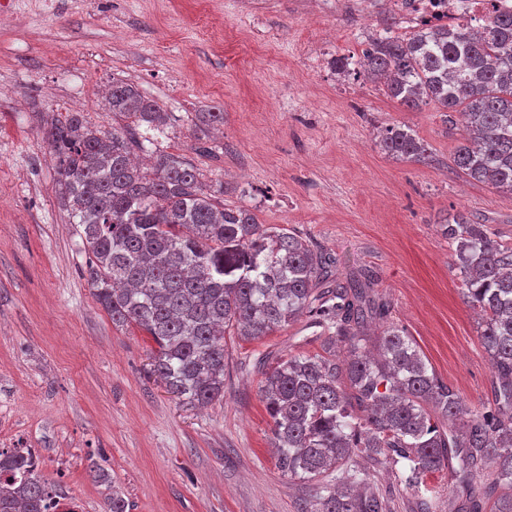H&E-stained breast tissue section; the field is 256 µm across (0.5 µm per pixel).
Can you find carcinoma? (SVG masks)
<instances>
[{
  "label": "carcinoma",
  "instance_id": "obj_1",
  "mask_svg": "<svg viewBox=\"0 0 512 512\" xmlns=\"http://www.w3.org/2000/svg\"><path fill=\"white\" fill-rule=\"evenodd\" d=\"M337 67L386 79V94L415 109L432 101L462 114L467 138L454 165L468 179L512 192V15L481 30L384 29L363 61ZM106 102L127 120L104 137L69 112L47 131L62 206L80 229L98 303L118 327H139L158 346L152 373L175 400L224 398L226 336L258 339L307 313L330 335L324 353L289 355L265 372L261 398L272 422L278 468L309 483L310 512H391V498L361 488L349 463L403 464L398 479L417 492L448 469L460 488L456 512H512V245L460 219L446 237L468 302L482 312L480 336L494 367L492 406L467 408L429 369L405 331L378 335L387 316L367 278L333 277L337 260L283 225L262 224L245 206H221L196 168L133 155L165 133L167 115L127 82ZM380 146L422 162L427 146L392 126ZM62 496L36 471L33 454L0 449V512H45Z\"/></svg>",
  "mask_w": 512,
  "mask_h": 512
}]
</instances>
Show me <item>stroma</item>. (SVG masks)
Returning a JSON list of instances; mask_svg holds the SVG:
<instances>
[{"label":"stroma","instance_id":"stroma-1","mask_svg":"<svg viewBox=\"0 0 512 512\" xmlns=\"http://www.w3.org/2000/svg\"><path fill=\"white\" fill-rule=\"evenodd\" d=\"M0 0V448H32L40 474L108 512H303L305 482L276 464L260 396L265 371L322 352L307 316L272 335L227 339L224 397L178 402L150 372L156 345L115 327L84 273L83 241L57 193L45 137L77 110L111 134L112 81L171 114L155 153L192 163L220 201L251 208L333 254L339 278L365 274L387 321L470 407L491 397L492 365L444 229L456 216L512 244V194L453 171L465 131L437 105L409 109L363 76L338 82L334 57L358 55L364 18L393 24L389 0ZM224 111L202 134L196 115ZM414 129L425 162L381 150L386 127ZM206 140L209 149L199 152Z\"/></svg>","mask_w":512,"mask_h":512}]
</instances>
